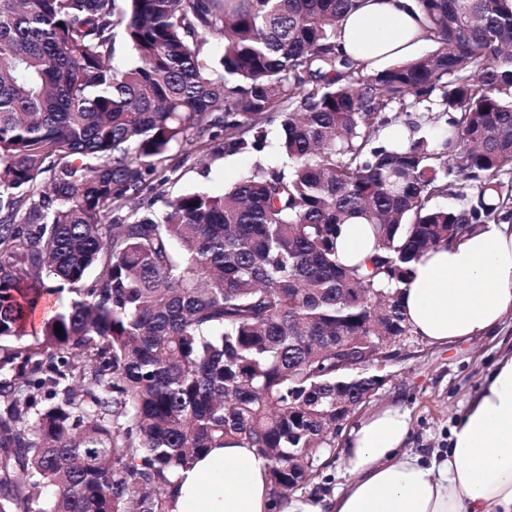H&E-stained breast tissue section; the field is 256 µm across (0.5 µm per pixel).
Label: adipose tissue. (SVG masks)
Returning <instances> with one entry per match:
<instances>
[{
    "label": "adipose tissue",
    "mask_w": 512,
    "mask_h": 512,
    "mask_svg": "<svg viewBox=\"0 0 512 512\" xmlns=\"http://www.w3.org/2000/svg\"><path fill=\"white\" fill-rule=\"evenodd\" d=\"M412 0H360L340 28L353 59L379 70L425 41ZM350 264L374 250L369 225L345 224L336 242ZM415 335L433 345L493 332L512 309V226L487 224L413 265L401 286ZM408 413L374 411L345 450V489L323 506L292 496L288 512H512V355L502 358L453 427L445 456L406 451ZM268 465L255 449H208L177 474L172 512H268Z\"/></svg>",
    "instance_id": "1"
}]
</instances>
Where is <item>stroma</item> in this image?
Segmentation results:
<instances>
[{
    "mask_svg": "<svg viewBox=\"0 0 512 512\" xmlns=\"http://www.w3.org/2000/svg\"><path fill=\"white\" fill-rule=\"evenodd\" d=\"M278 135V124H271V144L257 155L191 156L166 185L167 196L189 191L222 194L256 163L275 161L273 142ZM511 353L512 310L505 314L493 333L485 336L457 340L445 346L428 344L416 336L404 341L397 347L393 360L380 370L383 385L342 426L334 448L328 449L321 458L315 475L302 486L301 495L318 502L345 488L349 475L344 450L352 431L371 412L387 405L402 406L411 416L407 450L429 459L444 455L456 420L465 412L499 358Z\"/></svg>",
    "mask_w": 512,
    "mask_h": 512,
    "instance_id": "obj_1",
    "label": "stroma"
}]
</instances>
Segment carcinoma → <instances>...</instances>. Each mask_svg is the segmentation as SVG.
Listing matches in <instances>:
<instances>
[{"label":"carcinoma","mask_w":512,"mask_h":512,"mask_svg":"<svg viewBox=\"0 0 512 512\" xmlns=\"http://www.w3.org/2000/svg\"><path fill=\"white\" fill-rule=\"evenodd\" d=\"M357 8L0 0V512H171L227 445L286 512L383 382L336 345L413 335L411 264L512 220V0H415L435 49L377 71L338 48ZM275 121L283 166L164 197L180 157L260 152ZM355 221L375 248L348 265ZM341 257L350 264L363 261L374 251V238L368 224H343L336 242ZM67 296L68 294L64 292L61 294V298L57 296L45 297L46 302L39 304L37 309L30 315L26 328L27 334L29 335L25 337V339L31 340L35 334L39 335L42 320L51 315L55 309L59 308L61 303H65ZM45 308H47V311Z\"/></svg>","instance_id":"cac0c4a2"}]
</instances>
